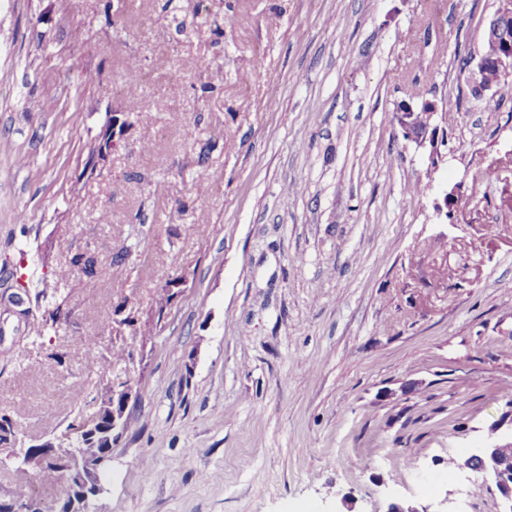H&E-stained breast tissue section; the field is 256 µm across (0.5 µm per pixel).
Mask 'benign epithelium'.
<instances>
[{
    "instance_id": "7a95c632",
    "label": "benign epithelium",
    "mask_w": 512,
    "mask_h": 512,
    "mask_svg": "<svg viewBox=\"0 0 512 512\" xmlns=\"http://www.w3.org/2000/svg\"><path fill=\"white\" fill-rule=\"evenodd\" d=\"M483 44L491 45L493 50L489 53L481 52L466 77L468 91L476 99H484L493 93V86L485 80L487 70L495 69L502 74L512 73V0H498V8L485 24ZM424 108L433 113L437 112V105L431 101L419 105L402 101L401 107L396 109L397 124L405 139L422 145L430 144L432 153L436 155V132L427 127L420 129L415 126V113ZM132 391L133 386L130 384L123 386L120 391H113V394L121 397V404L112 412V425H117L124 418ZM509 447H512V441L504 444L497 437L490 438L479 453L471 455L463 463L464 467L481 474L484 480L494 483L503 501L502 512H512V456L504 452ZM25 458L39 468L48 464L54 466L61 478L84 486L87 499L98 497L102 491L96 480V473L100 469L98 462L69 457L63 454V449L49 443L41 445L39 450L30 452Z\"/></svg>"
}]
</instances>
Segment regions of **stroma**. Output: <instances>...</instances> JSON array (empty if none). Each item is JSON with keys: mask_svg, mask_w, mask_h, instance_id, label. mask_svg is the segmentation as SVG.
<instances>
[{"mask_svg": "<svg viewBox=\"0 0 512 512\" xmlns=\"http://www.w3.org/2000/svg\"><path fill=\"white\" fill-rule=\"evenodd\" d=\"M496 7L0 0V415L64 447L134 375L96 512H500L463 466L512 435V98L462 67ZM404 100L453 156L403 138ZM88 336L132 362L93 372Z\"/></svg>", "mask_w": 512, "mask_h": 512, "instance_id": "35a3bbf8", "label": "stroma"}]
</instances>
